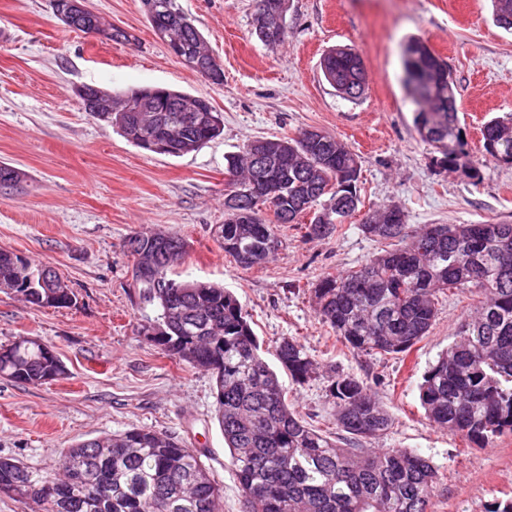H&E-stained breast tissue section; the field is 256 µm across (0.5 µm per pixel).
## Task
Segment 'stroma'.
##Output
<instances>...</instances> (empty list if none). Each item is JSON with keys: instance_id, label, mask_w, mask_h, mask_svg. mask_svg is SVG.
<instances>
[{"instance_id": "35a3bbf8", "label": "stroma", "mask_w": 512, "mask_h": 512, "mask_svg": "<svg viewBox=\"0 0 512 512\" xmlns=\"http://www.w3.org/2000/svg\"><path fill=\"white\" fill-rule=\"evenodd\" d=\"M224 70L215 84L183 67L154 35L141 0H88L133 43L70 29L50 0H0V163L22 181L0 188V247L59 272L76 296L68 308L36 307L0 292V348L23 338L51 347L62 378L39 386L0 378V456L58 477L65 448L145 427L200 449L222 488L220 512L243 498L215 418L208 372L163 354L141 331L156 305L130 280L127 241L140 231L181 236L184 279L223 284L248 311L260 354L296 338L318 370L298 384L280 373L287 397L313 426L335 432L331 372L364 380L393 418L375 448H407L439 471L431 512H490L512 497V434L477 447L428 421L418 385L476 306L474 289L440 295L429 334L405 354L364 355L337 340L316 310L313 288L381 251L359 224L383 206L402 209L411 229L426 224H512V164L487 155L480 129L512 118V31L497 26L492 0H290L286 40L254 34L255 0H180ZM421 38L457 86L459 126L472 169L443 161L414 126L404 88L403 47ZM362 58L366 90L337 96L320 61L331 47ZM113 92L159 85L207 98L224 133L181 157L139 148L85 112L78 87ZM315 128L359 155L360 204L325 239L282 224L276 259L250 269L214 237L224 221L225 158L257 138Z\"/></svg>"}]
</instances>
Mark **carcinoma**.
Segmentation results:
<instances>
[{"instance_id":"carcinoma-1","label":"carcinoma","mask_w":512,"mask_h":512,"mask_svg":"<svg viewBox=\"0 0 512 512\" xmlns=\"http://www.w3.org/2000/svg\"><path fill=\"white\" fill-rule=\"evenodd\" d=\"M284 0H256L258 39L276 46L286 28L273 19ZM157 37H174L191 49L184 66L219 84L224 71L194 21L178 0H141ZM495 20L512 29V0H494ZM57 17L84 33L103 26L95 13L73 12L53 0ZM406 64L426 79L414 125L421 138L441 149L444 162L459 164L463 151L458 127L457 88L448 66L419 40L408 42ZM325 79L343 98L356 101L365 91L364 64L354 50L333 48L321 62ZM85 98L101 105L92 116L116 127L134 145L179 157L219 137L224 118L202 97L160 88L132 89L117 96L85 86ZM483 148L512 164V121L491 120L482 129ZM359 156L325 133L308 138L256 139L226 157L224 223L214 234L224 253L242 268L273 260L282 245L279 224H298L306 235L328 238L339 229L325 224L317 208L324 196L358 209ZM274 176L279 196L270 202L254 191ZM361 231L379 242L397 241L359 267L328 275L313 288L321 320L357 353L400 354L426 336L437 315V294L474 288L483 296L439 359L423 375L419 399L439 427L482 446L512 432V224H447L441 237L433 225L409 230L397 207L377 209ZM134 287L157 304L167 356L211 373L215 417L230 449L248 512H430L438 478L432 462L400 448L372 450L360 444L386 432L393 419L363 380L353 374L329 376L336 429L345 441L314 428L288 403L277 373L259 354L250 317L224 287L178 280L173 267L187 254L186 242L171 233H137L128 240ZM483 278L477 279V269ZM43 267L0 249V291L17 293L37 307L67 308L75 297L56 271L41 283ZM282 367L297 383L310 379L317 363L293 338L275 348ZM61 361L38 339L0 349V376L42 385L64 375ZM202 453L153 430L132 428L78 443L63 452L69 482L40 475L12 457H0V493L30 498L35 512H219L221 490Z\"/></svg>"}]
</instances>
